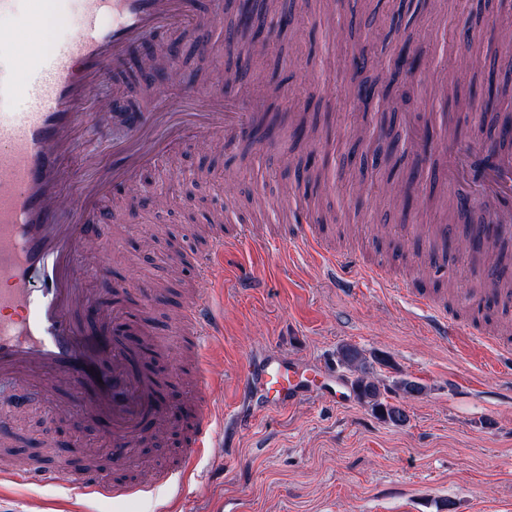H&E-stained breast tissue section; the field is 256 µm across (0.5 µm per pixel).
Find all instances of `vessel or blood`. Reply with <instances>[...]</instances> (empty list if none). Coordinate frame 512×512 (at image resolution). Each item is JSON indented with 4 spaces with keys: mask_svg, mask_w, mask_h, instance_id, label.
<instances>
[{
    "mask_svg": "<svg viewBox=\"0 0 512 512\" xmlns=\"http://www.w3.org/2000/svg\"><path fill=\"white\" fill-rule=\"evenodd\" d=\"M198 0H0V16L23 13L46 19L78 12L80 35L49 49L16 39L19 66L0 64V377L63 384L78 409L107 420L113 468H123L142 439L158 426L175 421L179 406L159 392L155 378L133 358L130 337L144 324L121 310L106 312L99 297L80 288L87 242L111 237L119 224L110 205L114 186L180 140L183 112H190L199 136L215 139L225 131L247 134L250 113L211 96L187 95L153 112H124L127 135L113 142L103 159L89 143L99 128L91 112L96 90L114 71L130 62L132 48L150 32L185 19L201 27ZM467 152L449 154L448 180L456 188L458 209L473 197L492 204L497 224L474 227L470 258L478 262L495 239L512 237V154L486 167L469 184ZM74 168L76 192L61 201L58 183ZM288 234L326 258L338 272L363 271L380 278L379 269L363 266L351 252L339 251L317 231L313 216H299ZM251 225L234 232L216 229L194 255L195 294L185 306L178 329L195 345L224 333L223 320L211 309V290L224 268V255L246 238ZM321 371L300 370L297 363L270 354L248 367L240 380L257 407L292 406L320 394ZM210 394L198 389L187 436L189 448L213 445ZM172 472L154 474L150 484L112 480L89 467L23 472L28 482L50 481L86 495L128 497L168 484Z\"/></svg>",
    "mask_w": 512,
    "mask_h": 512,
    "instance_id": "vessel-or-blood-1",
    "label": "vessel or blood"
}]
</instances>
